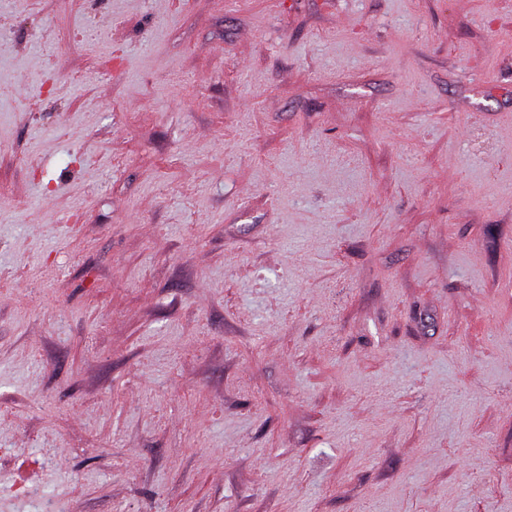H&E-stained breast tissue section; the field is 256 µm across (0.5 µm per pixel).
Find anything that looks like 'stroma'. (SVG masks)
Segmentation results:
<instances>
[{"label": "stroma", "mask_w": 512, "mask_h": 512, "mask_svg": "<svg viewBox=\"0 0 512 512\" xmlns=\"http://www.w3.org/2000/svg\"><path fill=\"white\" fill-rule=\"evenodd\" d=\"M0 512H512V0H0Z\"/></svg>", "instance_id": "1"}]
</instances>
